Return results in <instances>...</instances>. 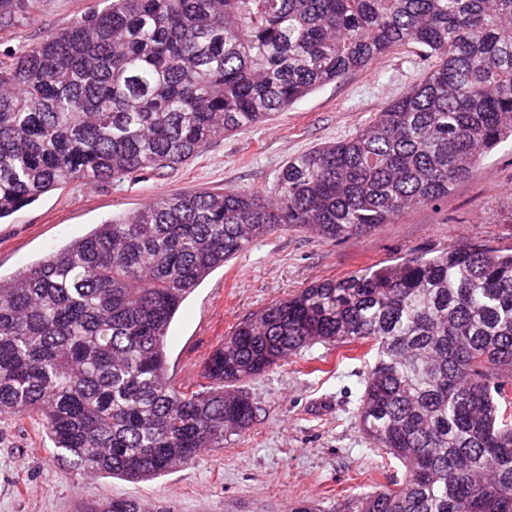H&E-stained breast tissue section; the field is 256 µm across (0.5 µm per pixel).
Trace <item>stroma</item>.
<instances>
[{"label":"stroma","mask_w":512,"mask_h":512,"mask_svg":"<svg viewBox=\"0 0 512 512\" xmlns=\"http://www.w3.org/2000/svg\"><path fill=\"white\" fill-rule=\"evenodd\" d=\"M104 0H38L14 27L0 29V60L68 27ZM426 71L420 47L396 50L299 99L287 111L233 136H219L192 160L146 179L79 181L0 221V276L9 277L118 221L161 193L227 187L275 190L281 167L320 144L355 134ZM512 249V140L484 156L446 199L407 210L377 231L340 241L287 227L256 240L207 276L175 316L168 375L187 390L204 385L202 362L263 307L325 279L449 247ZM367 361L360 349L317 343L241 388L257 408L249 429L205 449L195 463L132 484L87 480L54 456L38 425L0 421V512H77L80 502L134 495L177 512H289L297 500L349 512L361 488L402 480L405 468L364 438L357 422Z\"/></svg>","instance_id":"stroma-1"}]
</instances>
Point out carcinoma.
Returning a JSON list of instances; mask_svg holds the SVG:
<instances>
[{
  "mask_svg": "<svg viewBox=\"0 0 512 512\" xmlns=\"http://www.w3.org/2000/svg\"><path fill=\"white\" fill-rule=\"evenodd\" d=\"M0 62V220L73 181L155 174L415 44L424 77L354 135L251 187L159 194L0 278V416L82 474L145 482L248 429L235 385L317 342L368 344L358 424L407 469L353 512H512V249L448 248L317 282L168 377L170 324L281 227L337 241L432 206L512 136V0H108ZM34 0H0V26ZM82 512H175L136 496Z\"/></svg>",
  "mask_w": 512,
  "mask_h": 512,
  "instance_id": "obj_1",
  "label": "carcinoma"
}]
</instances>
